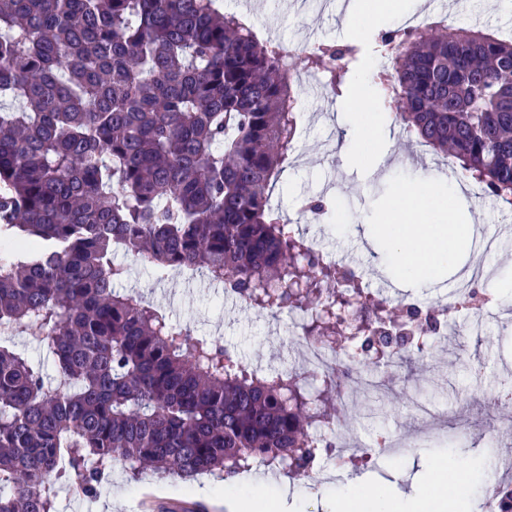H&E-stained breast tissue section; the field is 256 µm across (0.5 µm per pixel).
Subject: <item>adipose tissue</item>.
Segmentation results:
<instances>
[{"label":"adipose tissue","instance_id":"adipose-tissue-1","mask_svg":"<svg viewBox=\"0 0 512 512\" xmlns=\"http://www.w3.org/2000/svg\"><path fill=\"white\" fill-rule=\"evenodd\" d=\"M375 86L371 72H364L350 91L356 111L345 113L349 129L340 152L351 164L373 167L378 143L391 134L387 115L363 112ZM462 186L457 179L438 172H415L390 204L383 233L387 240L385 266L404 281L431 288L440 273L456 261L459 245L478 252L474 222L459 223L457 199ZM489 465L480 459L449 455L436 467L431 490L411 505L387 499L352 484L344 497L345 512H457L473 484L482 480Z\"/></svg>","mask_w":512,"mask_h":512}]
</instances>
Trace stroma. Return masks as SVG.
Masks as SVG:
<instances>
[{"mask_svg":"<svg viewBox=\"0 0 512 512\" xmlns=\"http://www.w3.org/2000/svg\"><path fill=\"white\" fill-rule=\"evenodd\" d=\"M338 0H219L221 11L247 12L262 36H270L293 49L298 93V142L282 175L275 202L288 219H296L307 201L325 196L346 216V226L334 219L303 224L309 237L323 251L335 254L345 267L364 272L372 289L382 290L392 300L408 297L423 305L447 302L450 287L460 281L449 272L439 288H407L379 264L386 251L381 238L364 240L363 229L383 220L384 204L412 177L414 169L438 168L441 157L422 149L405 132L381 141L379 152L387 159L377 172L344 165L338 152L347 128L341 116L353 111L349 88L333 93L324 79L308 86L309 70L299 45L342 42L348 28ZM449 25L512 37V0H470V8L458 10L455 0H445ZM493 254L495 264L479 286L490 302L482 326L462 332L438 346L426 359L401 372H385L376 365L386 387L382 398L356 395L349 401L350 417L339 427L354 441L371 444L377 435L389 432L400 437L417 436L416 446L397 458H380L367 465L347 463L338 467L334 480L311 490L309 478L298 475L288 481V512H341V491L359 480L368 491L381 488L392 496H415L434 480L435 466L446 454L458 451L474 458L491 455V448L458 439L460 423L505 424L512 420V401H501L512 390V333L503 332L496 319L500 310H512V296L504 294L512 283V239H499ZM123 287L142 290L161 306L172 323L188 326L202 336L218 338L245 365L272 369H297L295 335L290 313L271 317L245 303L228 306L224 289L215 283L186 282L176 277L157 279L146 265L134 263ZM423 395L435 403L443 426L432 437H418V421L412 416L409 397ZM225 482L220 476H203L196 483L173 481L152 473L131 479L114 469L93 500L94 512H135L146 502L147 512H226Z\"/></svg>","mask_w":512,"mask_h":512,"instance_id":"obj_1","label":"stroma"}]
</instances>
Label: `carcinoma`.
Instances as JSON below:
<instances>
[{
	"label": "carcinoma",
	"instance_id": "1",
	"mask_svg": "<svg viewBox=\"0 0 512 512\" xmlns=\"http://www.w3.org/2000/svg\"><path fill=\"white\" fill-rule=\"evenodd\" d=\"M383 109L512 212V41L429 26L384 31ZM283 46L216 0H0V324L29 331L51 378L0 346V512H56L62 481L95 498L109 469L230 479L255 462L311 474L325 410L360 374L377 324L466 301L389 308L326 261L270 197L297 134ZM358 48L307 63L339 90ZM122 251L156 276L191 268L351 360L315 385L251 369L208 336L120 291ZM379 342L399 367L409 338ZM512 512V484H494Z\"/></svg>",
	"mask_w": 512,
	"mask_h": 512
}]
</instances>
